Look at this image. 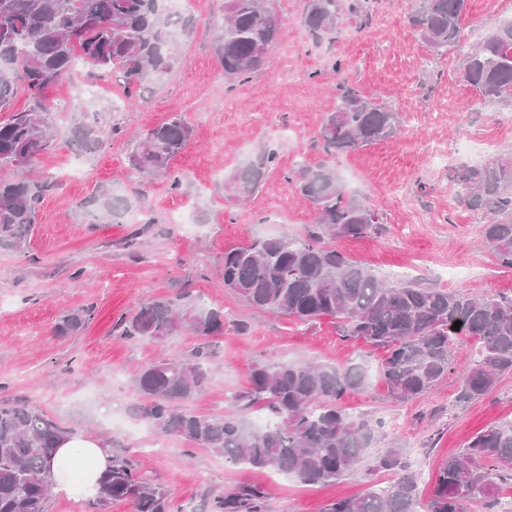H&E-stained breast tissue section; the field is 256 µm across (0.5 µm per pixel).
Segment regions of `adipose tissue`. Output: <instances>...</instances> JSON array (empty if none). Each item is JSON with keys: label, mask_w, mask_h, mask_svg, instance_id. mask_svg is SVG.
Listing matches in <instances>:
<instances>
[{"label": "adipose tissue", "mask_w": 512, "mask_h": 512, "mask_svg": "<svg viewBox=\"0 0 512 512\" xmlns=\"http://www.w3.org/2000/svg\"><path fill=\"white\" fill-rule=\"evenodd\" d=\"M110 451L104 441L84 433L68 435L50 464L55 494L90 497L99 474L106 468Z\"/></svg>", "instance_id": "obj_1"}]
</instances>
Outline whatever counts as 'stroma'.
Returning <instances> with one entry per match:
<instances>
[{"label":"stroma","mask_w":512,"mask_h":512,"mask_svg":"<svg viewBox=\"0 0 512 512\" xmlns=\"http://www.w3.org/2000/svg\"><path fill=\"white\" fill-rule=\"evenodd\" d=\"M415 3L370 0L367 24L343 14L331 35L317 40L303 25L309 0H275L282 34L267 65L228 82L214 49L224 0H187L194 34L175 68L137 103H128L117 73L93 97L72 95L63 81L48 87L53 147L28 175L52 188L25 253L0 252V401L28 402L74 433L106 435L111 453L129 456L149 482L167 490L172 512H203L243 486L261 491L265 512H326L336 499L394 482L396 472L374 466L393 447L402 450L427 497L441 464L462 454L478 430L511 422L512 373L483 398L455 401L459 375L474 359L473 337H459L451 372L430 394L398 401L378 374L385 349L343 338L334 318L301 323L249 307L224 287L225 250L255 238H297L314 224L313 205L282 175L324 164L382 220L378 233L335 241L342 253L390 280L420 277L479 296L512 293V268L485 248L478 218L456 205L451 181L474 158L512 151V107L480 104L459 76L456 53L432 59L408 24ZM511 17L512 0H470L462 26L473 43ZM337 60L342 69H333ZM343 82L394 105L401 119L396 138L363 151H323L318 132ZM175 113L191 126V141L169 172L142 177L129 164L133 143ZM97 120L119 128V135L77 146L75 127ZM461 140L467 151L432 166L426 143ZM270 143L279 152L277 165L247 202L235 201L225 188L228 177ZM102 186L129 201L121 221L90 217L85 203ZM183 293L224 313L222 332L209 339L212 380L192 401L195 411L230 413L229 398L248 388L256 364L359 366L366 385L343 399L348 413L375 430L359 463L335 481L306 484L189 448L135 419V372L187 357L200 339L185 331L162 343L128 341L119 338L117 324L143 302ZM90 305L96 316L88 326L55 336L65 315Z\"/></svg>","instance_id":"1"}]
</instances>
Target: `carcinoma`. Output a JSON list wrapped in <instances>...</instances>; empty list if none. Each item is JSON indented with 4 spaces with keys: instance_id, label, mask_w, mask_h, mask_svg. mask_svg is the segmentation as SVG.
I'll list each match as a JSON object with an SVG mask.
<instances>
[{
    "instance_id": "cac0c4a2",
    "label": "carcinoma",
    "mask_w": 512,
    "mask_h": 512,
    "mask_svg": "<svg viewBox=\"0 0 512 512\" xmlns=\"http://www.w3.org/2000/svg\"><path fill=\"white\" fill-rule=\"evenodd\" d=\"M470 0H418L411 28L435 58L457 52L460 77L481 103L493 106L512 93V19L488 29L466 46L462 19ZM368 16L367 0H309L303 20L313 36L336 28L343 10ZM195 27L191 16L174 15L163 0H0V251H21L37 224L39 205L51 189L47 181L23 176L53 145L52 107L43 89L73 71L76 58L87 60L108 77L123 73L127 97L136 102L151 83L160 81L178 61L183 42ZM216 53L224 78L239 80L261 69L279 38L280 27L266 0H224ZM31 100L12 111L18 88ZM400 114L385 102H373L347 84L338 86L336 109L319 131L326 153L357 151L393 139ZM116 133L81 126L76 142L84 147L93 135ZM191 129L174 113L150 129L132 148L131 166L140 174L166 173L188 145ZM275 149L263 147L229 178L228 191L250 197L266 171L275 166ZM284 180L306 197L317 221L299 238L257 239L224 252V287L253 308L301 323L330 316L342 323L343 336L362 339L388 354L379 372L397 400L424 396L448 376L451 349L458 337L476 338L472 364L461 375L457 401L480 398L512 373V294L481 298L430 286L419 279L391 281L351 261L329 245L373 232L380 217L350 196L332 170L301 166ZM456 204L483 219V238L503 265L512 268V154L497 153L453 175ZM93 213L114 219L126 208L109 190L90 200ZM95 316L86 307L62 318L61 336L84 329ZM462 322L459 329L453 324ZM224 314L206 308L189 294L156 299L117 325L125 340L163 342L188 330L213 336ZM212 374V352L202 344L190 356L160 361L133 377L139 402L134 417L168 438L196 448H211L234 464L296 475L308 484L325 483L348 472L374 441L362 419L343 408L347 393L366 385L361 368L339 371L305 362L256 364L250 388L233 397L235 412L210 416L190 402L203 392ZM265 411L272 423L254 428L246 413ZM70 430L25 403L0 404V512H44L50 491L49 464ZM375 467L400 470L393 483L362 496L334 502L327 512H416L420 491L415 474L398 449L375 459ZM512 470V422L479 430L465 451L440 468L426 512H465L464 504L494 496L499 471ZM260 491L245 486L209 504V512H261ZM129 501L134 512H170L164 487L150 484L133 461L112 455L89 501L95 512Z\"/></svg>"
}]
</instances>
